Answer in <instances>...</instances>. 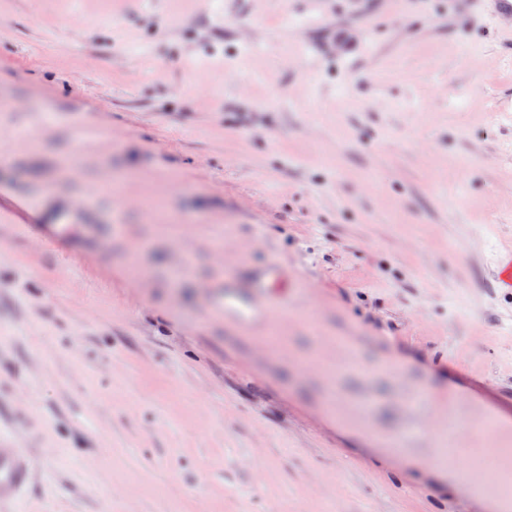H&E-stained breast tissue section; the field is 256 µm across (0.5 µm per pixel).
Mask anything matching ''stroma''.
Here are the masks:
<instances>
[{
  "mask_svg": "<svg viewBox=\"0 0 512 512\" xmlns=\"http://www.w3.org/2000/svg\"><path fill=\"white\" fill-rule=\"evenodd\" d=\"M509 253L498 0H0V512H512ZM31 467L32 459L23 448H6L0 443V503L20 499Z\"/></svg>",
  "mask_w": 512,
  "mask_h": 512,
  "instance_id": "obj_1",
  "label": "stroma"
}]
</instances>
